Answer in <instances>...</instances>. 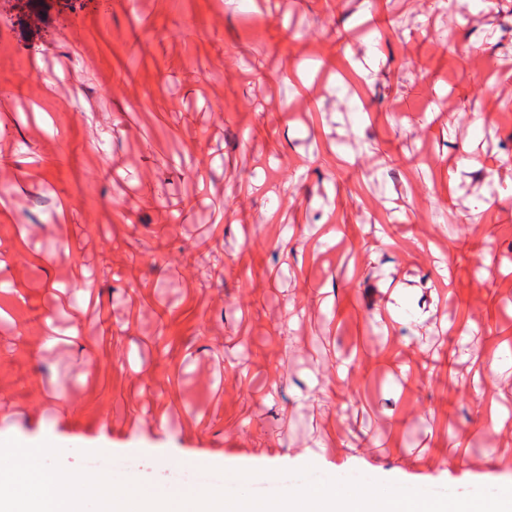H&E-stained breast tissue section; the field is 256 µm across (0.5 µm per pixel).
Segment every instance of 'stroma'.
<instances>
[{
  "label": "stroma",
  "mask_w": 512,
  "mask_h": 512,
  "mask_svg": "<svg viewBox=\"0 0 512 512\" xmlns=\"http://www.w3.org/2000/svg\"><path fill=\"white\" fill-rule=\"evenodd\" d=\"M1 82L0 440L512 485V0H0Z\"/></svg>",
  "instance_id": "1"
}]
</instances>
